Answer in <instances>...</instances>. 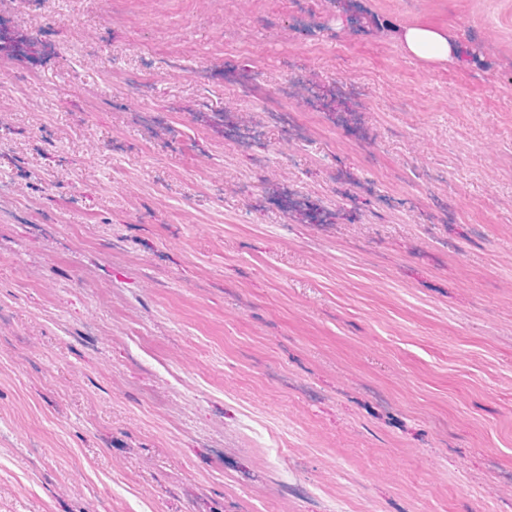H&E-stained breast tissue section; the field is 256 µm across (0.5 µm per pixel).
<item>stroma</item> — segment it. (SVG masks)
Returning a JSON list of instances; mask_svg holds the SVG:
<instances>
[{
	"label": "stroma",
	"instance_id": "stroma-1",
	"mask_svg": "<svg viewBox=\"0 0 512 512\" xmlns=\"http://www.w3.org/2000/svg\"><path fill=\"white\" fill-rule=\"evenodd\" d=\"M359 4L0 0V512H512V0ZM38 50V41L26 36H15L2 28L0 22V61L19 55L30 56ZM399 38L412 54L421 59L447 61L457 53L452 37L434 26L407 27L400 31Z\"/></svg>",
	"mask_w": 512,
	"mask_h": 512
}]
</instances>
